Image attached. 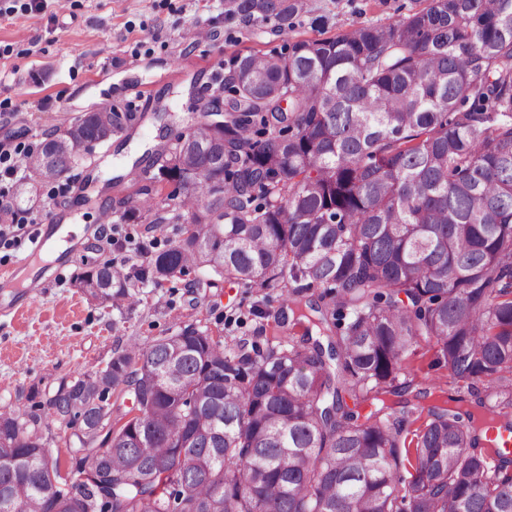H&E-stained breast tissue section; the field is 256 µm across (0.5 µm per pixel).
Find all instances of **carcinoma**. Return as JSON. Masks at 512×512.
Wrapping results in <instances>:
<instances>
[{
  "instance_id": "carcinoma-1",
  "label": "carcinoma",
  "mask_w": 512,
  "mask_h": 512,
  "mask_svg": "<svg viewBox=\"0 0 512 512\" xmlns=\"http://www.w3.org/2000/svg\"><path fill=\"white\" fill-rule=\"evenodd\" d=\"M306 8L224 0L280 30ZM224 89L222 125L149 155L180 199L172 219L192 221L152 273L280 285L301 317L321 288L310 323L327 343L232 356L187 325L60 379L42 412L0 411V512H512V0H429L286 55L238 54ZM127 120L84 113L23 160L30 179L62 176ZM160 209L149 195L123 218ZM80 283L133 298L109 260ZM421 339L492 417L449 396L405 453L409 411L389 397L412 385L399 377ZM116 393L133 406L101 428Z\"/></svg>"
}]
</instances>
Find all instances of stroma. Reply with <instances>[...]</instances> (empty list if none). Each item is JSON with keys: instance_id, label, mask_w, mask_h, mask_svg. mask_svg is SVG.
Listing matches in <instances>:
<instances>
[{"instance_id": "obj_1", "label": "stroma", "mask_w": 512, "mask_h": 512, "mask_svg": "<svg viewBox=\"0 0 512 512\" xmlns=\"http://www.w3.org/2000/svg\"><path fill=\"white\" fill-rule=\"evenodd\" d=\"M293 28L271 34L224 14V0H0V150L23 160L75 117L115 108L130 114L122 134L81 151L54 182H0V209L20 226L0 246V279L28 255L36 223L54 209L86 227L59 274L18 312L0 316V408L30 410L63 377L104 368L130 344L192 324L225 348L266 351L301 336L282 288H245L192 267L168 280L148 273L152 258L177 244L184 225L122 220L139 199L147 151L173 143L200 121L195 98L219 95L240 53H284L300 38H326L387 24L426 0H307ZM204 27L210 37L187 39ZM110 224L98 222L101 209ZM111 261L136 304L98 301L79 286L85 272Z\"/></svg>"}]
</instances>
